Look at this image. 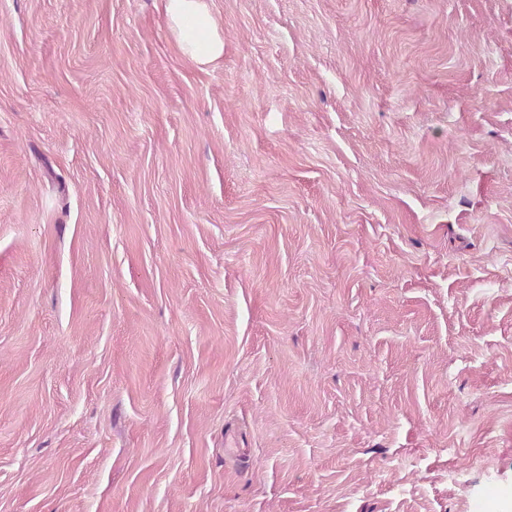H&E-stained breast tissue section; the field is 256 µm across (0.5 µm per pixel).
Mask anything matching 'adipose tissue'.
I'll use <instances>...</instances> for the list:
<instances>
[{
  "label": "adipose tissue",
  "instance_id": "ef3b65f1",
  "mask_svg": "<svg viewBox=\"0 0 512 512\" xmlns=\"http://www.w3.org/2000/svg\"><path fill=\"white\" fill-rule=\"evenodd\" d=\"M165 13L191 60L208 65L223 56L224 42L204 0H165Z\"/></svg>",
  "mask_w": 512,
  "mask_h": 512
}]
</instances>
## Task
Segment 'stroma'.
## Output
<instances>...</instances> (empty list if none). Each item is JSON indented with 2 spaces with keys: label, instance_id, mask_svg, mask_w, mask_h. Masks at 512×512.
I'll use <instances>...</instances> for the list:
<instances>
[{
  "label": "stroma",
  "instance_id": "35a3bbf8",
  "mask_svg": "<svg viewBox=\"0 0 512 512\" xmlns=\"http://www.w3.org/2000/svg\"><path fill=\"white\" fill-rule=\"evenodd\" d=\"M0 0V512L512 494V0ZM165 13L191 60L208 65L223 56L224 41L204 0H165Z\"/></svg>",
  "mask_w": 512,
  "mask_h": 512
}]
</instances>
